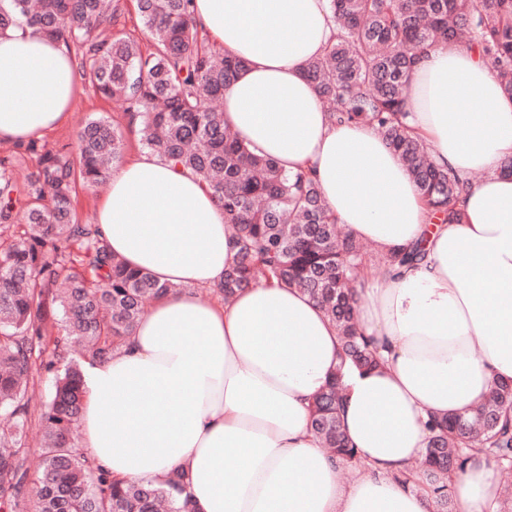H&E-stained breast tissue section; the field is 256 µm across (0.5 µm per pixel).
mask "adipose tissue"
I'll return each instance as SVG.
<instances>
[{
    "mask_svg": "<svg viewBox=\"0 0 512 512\" xmlns=\"http://www.w3.org/2000/svg\"><path fill=\"white\" fill-rule=\"evenodd\" d=\"M199 30L246 68L224 91V124L288 172L312 169L328 210L386 254L426 256L354 288L357 321L386 360L342 376L343 430L356 475L310 429V404L336 374L338 333L319 305L263 283L202 298L237 252L212 192L143 151L112 170L97 213L113 254L174 285L129 341L87 364L80 446L118 481L188 479L191 512H437L396 479L427 448V420L479 404L512 378V99L478 51H426L406 91L409 122L441 165L482 172L462 221L438 223L399 155L366 124H333L305 64L335 31L328 0H195ZM75 58L29 29L0 33V142L41 137L68 117ZM496 470L472 462L457 512H492Z\"/></svg>",
    "mask_w": 512,
    "mask_h": 512,
    "instance_id": "1",
    "label": "adipose tissue"
}]
</instances>
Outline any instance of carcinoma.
<instances>
[{
  "label": "carcinoma",
  "instance_id": "obj_1",
  "mask_svg": "<svg viewBox=\"0 0 512 512\" xmlns=\"http://www.w3.org/2000/svg\"><path fill=\"white\" fill-rule=\"evenodd\" d=\"M193 0H136L155 51L136 40L103 35L124 0H0V31L23 22L76 48L83 79L96 92L143 117L141 143L174 165L192 170L222 203L238 251L214 290L228 299L265 281L296 288L315 300L336 326L343 360L360 370L379 366L355 318L353 288L367 265L363 252L340 234L309 172L290 176L278 161L251 152L224 127L212 104L246 66L198 38ZM337 33L305 66L331 122L375 128L409 168L426 205L443 224H458L457 202L468 180L439 165L407 124L405 93L422 49L454 43L477 49L512 98V0H330ZM36 170L19 185L0 160V509L23 512H183L176 494L183 474L162 483L115 482L78 448L86 389L82 365L104 361L133 334L145 302L175 286L112 254L96 225L79 222L78 188L110 177L123 159V131L105 117L89 119L74 146L41 151ZM76 243L81 253L70 251ZM424 259L420 244L373 262L388 273ZM80 263L82 271L75 270ZM58 334H46L49 322ZM56 370L55 390L40 414L44 443L33 488L27 486L28 390L35 362ZM342 398L331 384L314 400L311 428L323 447L351 463L357 452L341 430ZM432 437L421 470L397 477L430 490L438 512H456L454 482L476 454L512 469V379L493 383L483 403L428 423Z\"/></svg>",
  "mask_w": 512,
  "mask_h": 512
}]
</instances>
